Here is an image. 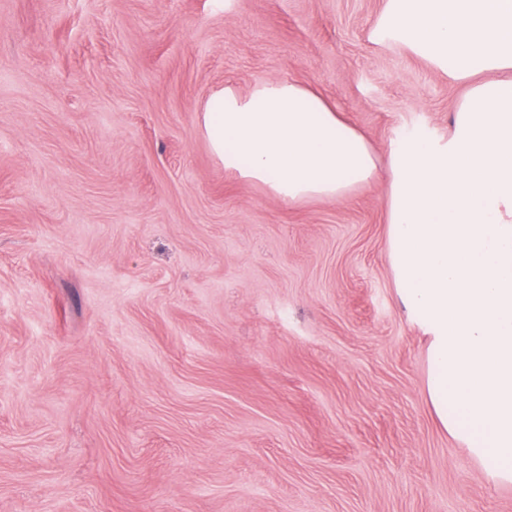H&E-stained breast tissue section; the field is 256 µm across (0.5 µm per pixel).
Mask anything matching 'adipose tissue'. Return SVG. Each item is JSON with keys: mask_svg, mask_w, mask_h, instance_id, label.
<instances>
[{"mask_svg": "<svg viewBox=\"0 0 512 512\" xmlns=\"http://www.w3.org/2000/svg\"><path fill=\"white\" fill-rule=\"evenodd\" d=\"M372 37L466 85L447 139L388 153V249L397 298L429 339L439 425L512 483V0H385ZM200 131L225 168L289 203L343 199L377 169L365 135L291 80L214 89Z\"/></svg>", "mask_w": 512, "mask_h": 512, "instance_id": "obj_1", "label": "adipose tissue"}]
</instances>
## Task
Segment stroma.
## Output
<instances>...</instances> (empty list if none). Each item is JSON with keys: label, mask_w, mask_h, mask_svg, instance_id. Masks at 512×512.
<instances>
[{"label": "stroma", "mask_w": 512, "mask_h": 512, "mask_svg": "<svg viewBox=\"0 0 512 512\" xmlns=\"http://www.w3.org/2000/svg\"><path fill=\"white\" fill-rule=\"evenodd\" d=\"M385 0H0V512H512L438 426L389 182L287 203L197 132L317 88L380 157L459 84Z\"/></svg>", "instance_id": "stroma-1"}]
</instances>
